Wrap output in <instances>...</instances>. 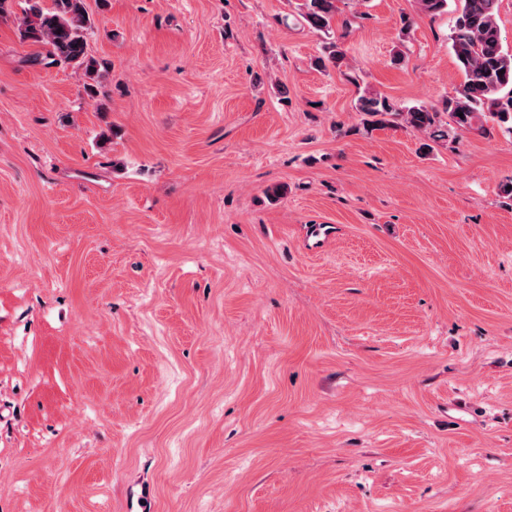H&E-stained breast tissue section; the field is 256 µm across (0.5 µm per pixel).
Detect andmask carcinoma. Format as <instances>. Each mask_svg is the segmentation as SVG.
I'll list each match as a JSON object with an SVG mask.
<instances>
[{
    "instance_id": "carcinoma-1",
    "label": "carcinoma",
    "mask_w": 512,
    "mask_h": 512,
    "mask_svg": "<svg viewBox=\"0 0 512 512\" xmlns=\"http://www.w3.org/2000/svg\"><path fill=\"white\" fill-rule=\"evenodd\" d=\"M337 0H303L300 17L305 25L324 38V56L317 66L338 67L345 60L343 41L352 22H337ZM425 14H437L454 6L459 13L448 37L463 81L441 108L414 105L399 108L387 98L370 91L358 96L356 110L384 122L397 116L407 127L429 134L435 141L455 139L456 131L490 134L493 123L512 133V51L500 39L496 20L498 0H418ZM93 28L85 0H26L18 27L19 39L47 48L50 64H67L84 71L89 91L104 77L102 64L90 56L87 35ZM447 120H442V116Z\"/></svg>"
}]
</instances>
